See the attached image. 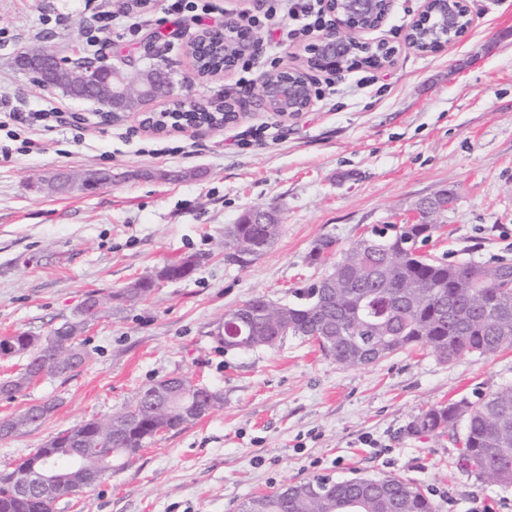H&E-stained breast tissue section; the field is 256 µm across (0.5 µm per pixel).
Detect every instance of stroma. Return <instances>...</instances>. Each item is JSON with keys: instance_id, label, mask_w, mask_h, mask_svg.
Here are the masks:
<instances>
[{"instance_id": "obj_1", "label": "stroma", "mask_w": 512, "mask_h": 512, "mask_svg": "<svg viewBox=\"0 0 512 512\" xmlns=\"http://www.w3.org/2000/svg\"><path fill=\"white\" fill-rule=\"evenodd\" d=\"M424 0H394L366 40L395 50L380 67L309 72L313 104L283 121L248 103L236 125L157 135L137 119L105 121L101 105L37 85L17 51L52 48L69 61L149 64L174 75L193 100L244 97L274 71L302 64L307 39L278 53L260 42L248 70L202 78L186 52L199 26L173 25L150 0L145 39L110 34L89 46L87 0H0V104L49 110L43 150L0 131V339L49 334L91 294L186 257L192 274L159 283L82 334L85 363L14 397L0 417L52 404L41 422L0 439L10 466L58 433L132 405L158 379L199 380L224 409L158 435L120 471L55 512H238L247 499L314 476L394 475L414 483L436 512H512V485L484 484L462 468L461 443L412 431L429 407L478 404L512 383V350L450 362L409 349L348 368L317 342L286 336L274 349L225 348L226 311L253 296L285 304L322 277L314 245L342 248L385 224H408L424 198L449 193L424 253L448 262H512V0H466L471 24L424 54L406 40ZM82 169L111 173L94 192L31 190ZM282 223L276 243L245 268L215 247L253 207Z\"/></svg>"}]
</instances>
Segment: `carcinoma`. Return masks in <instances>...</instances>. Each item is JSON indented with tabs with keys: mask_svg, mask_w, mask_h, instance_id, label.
<instances>
[{
	"mask_svg": "<svg viewBox=\"0 0 512 512\" xmlns=\"http://www.w3.org/2000/svg\"><path fill=\"white\" fill-rule=\"evenodd\" d=\"M457 25L448 27L442 9L436 8L415 32L419 47L449 43L467 30V6H455ZM222 39L212 37L211 49L191 46L188 54L196 69H218L224 65ZM144 90L165 99V74L145 72ZM41 82L77 98L90 91L77 90L61 73L59 65L42 67ZM224 111L220 101L196 103L195 125L212 127ZM451 197L442 193L419 202L426 211L417 224H388L352 242L329 263L325 277L336 287L326 290L317 283L296 293L286 306L267 304L260 296L244 303L250 315L252 350L274 348L283 333L316 341L322 351L346 367L375 364L414 346L429 348L440 360L451 361L464 354L493 357L512 349V263L483 265L475 262L445 263L419 249L438 230L437 216L448 210ZM280 224H237L235 233L224 234L226 261L246 267L277 240ZM83 318L74 316L48 336L22 332L9 338L12 354L26 357L27 365L47 376H59L54 358L58 350H75L82 365L86 354L80 335ZM153 387L136 401L138 415L112 434L105 445L116 449L115 466L122 469L151 438V417L163 416L156 405ZM463 426V465L484 482L512 485V384H504L478 405L466 401L434 406L412 422L416 433H452ZM94 432L91 422L58 434L56 448H43L38 457L51 471L66 462L65 452L79 445L82 434ZM32 461L28 456L15 466L0 470V512H54L56 499L31 495L16 498L13 477ZM435 512L423 492L402 478L356 476L344 479L313 478L280 487L250 498L242 508L262 512Z\"/></svg>",
	"mask_w": 512,
	"mask_h": 512,
	"instance_id": "cac0c4a2",
	"label": "carcinoma"
}]
</instances>
